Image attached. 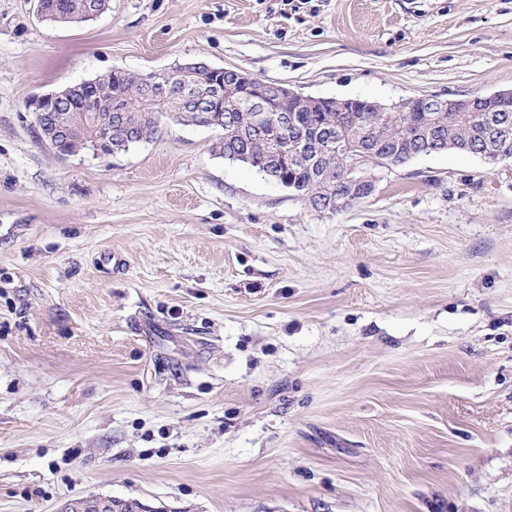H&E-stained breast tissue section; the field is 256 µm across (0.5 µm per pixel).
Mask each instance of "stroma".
<instances>
[{
	"mask_svg": "<svg viewBox=\"0 0 512 512\" xmlns=\"http://www.w3.org/2000/svg\"><path fill=\"white\" fill-rule=\"evenodd\" d=\"M203 62L392 106L512 89V0H0V512H512V160L315 211L164 119L59 158L27 102ZM42 11L57 16L60 19L78 17L85 13L90 1L95 0H38Z\"/></svg>",
	"mask_w": 512,
	"mask_h": 512,
	"instance_id": "obj_1",
	"label": "stroma"
}]
</instances>
